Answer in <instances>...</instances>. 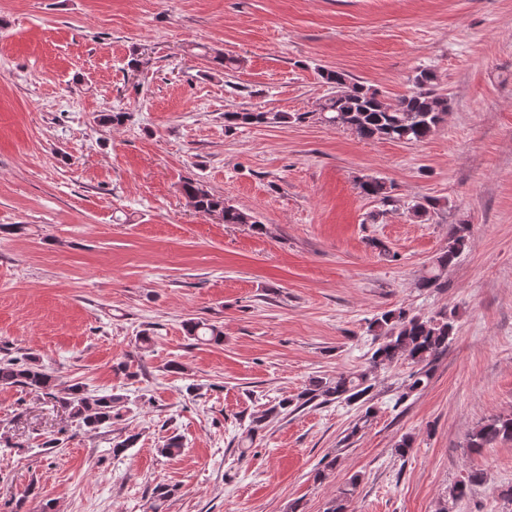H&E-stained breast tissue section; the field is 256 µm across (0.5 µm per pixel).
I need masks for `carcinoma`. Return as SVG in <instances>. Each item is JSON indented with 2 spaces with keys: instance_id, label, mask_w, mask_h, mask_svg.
<instances>
[{
  "instance_id": "obj_1",
  "label": "carcinoma",
  "mask_w": 512,
  "mask_h": 512,
  "mask_svg": "<svg viewBox=\"0 0 512 512\" xmlns=\"http://www.w3.org/2000/svg\"><path fill=\"white\" fill-rule=\"evenodd\" d=\"M322 78L332 91L319 103L318 120L330 126L351 129L364 141L387 140L416 144L427 140L445 122L448 115V97L437 91V75L428 68L419 69L413 77V90L395 99L383 96L378 90L358 82L337 70L322 71ZM286 112L224 113V126L233 129L241 125L278 124L288 122ZM360 193L387 203L391 200V187L380 177L366 176L358 180ZM182 191L197 212L212 215L226 224H249L260 227L255 217L227 202L193 181H186ZM469 227L451 225L448 230L449 246L435 258L429 274L422 277L417 288H439L442 278L453 261L466 246ZM455 310H441L431 316L412 314L399 308L382 313L369 323L376 345L368 358L369 367L361 373H340L334 378H314L294 397L284 398L271 405L262 414L252 417L246 438L264 429L271 417L286 415L314 402L320 404L344 402L363 408L360 421L367 423L373 415L369 406L372 389L371 374L379 368L398 363L412 367L408 375V392L425 389L431 379L432 364L448 349L454 337ZM185 332L195 340L216 344L224 341L223 331L216 325L199 319H189ZM0 386L16 387L22 391H41L54 400L66 415L70 425L80 429L96 430L112 424L122 417V410H130L121 395L100 394L88 389L82 382L71 384L58 381L40 358L23 354L0 360ZM512 441V413L494 414L484 420L466 438V448L479 453L485 448ZM184 444L178 434L169 435L159 451L166 457L177 456ZM484 473L470 471L450 492L451 498L461 500L472 487L483 483ZM174 493V487L158 483L153 488L151 512H160Z\"/></svg>"
}]
</instances>
